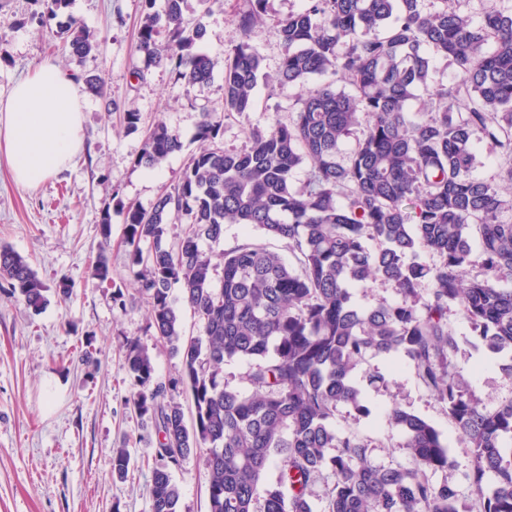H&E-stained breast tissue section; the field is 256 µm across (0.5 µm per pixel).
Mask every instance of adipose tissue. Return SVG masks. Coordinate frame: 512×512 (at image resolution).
I'll return each instance as SVG.
<instances>
[{"instance_id": "ef3b65f1", "label": "adipose tissue", "mask_w": 512, "mask_h": 512, "mask_svg": "<svg viewBox=\"0 0 512 512\" xmlns=\"http://www.w3.org/2000/svg\"><path fill=\"white\" fill-rule=\"evenodd\" d=\"M80 86L45 62L14 88L0 109V157L13 180L34 187L66 167L84 145Z\"/></svg>"}]
</instances>
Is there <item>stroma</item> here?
I'll return each mask as SVG.
<instances>
[{
  "mask_svg": "<svg viewBox=\"0 0 512 512\" xmlns=\"http://www.w3.org/2000/svg\"><path fill=\"white\" fill-rule=\"evenodd\" d=\"M304 0H268L251 43L263 59V72L274 75L281 49L276 21L302 8ZM238 0L205 9L188 0L185 17L202 21L205 35L198 48L223 61L236 38L234 13ZM40 0H0V24L6 41L0 45V103L13 85L34 67L50 60L69 73L104 78L117 108L106 111L91 93L83 95L85 147L58 173L35 188L17 186L5 160H0V242L22 255L48 288V301L33 314L10 288H0V512H151L147 488L157 465L158 430L153 418L132 405V381L124 361V346L135 340L150 353L155 381L166 397L190 406L181 381L182 360L149 329L146 300L129 278L131 256L124 244L128 206L150 208L161 191L176 184L191 155L200 151L197 126L203 107L224 98V74L183 91L168 69L147 63L137 49L143 0H70L65 14L38 22ZM75 18L98 48L73 61L55 52L57 31ZM144 72L136 79L134 69ZM293 87L256 88L254 111L224 121V146L243 149L251 129L289 121L297 100ZM140 114L139 131H128L122 114ZM164 122L183 147L157 169L138 165L143 130ZM112 213V240L105 249L112 280L91 274V260L101 249L98 219L102 208ZM268 247L291 260L285 241L256 227H224L222 244L203 243L204 251L220 253L244 241ZM68 278L73 291L61 298L56 287ZM124 293V307L112 302L115 289ZM448 322L463 342L457 363L487 405L512 398V382L498 369L500 359L473 338L459 308ZM376 363L388 375V389L369 395L372 405L400 404L432 423L450 445L454 469L438 472L434 481L453 482L469 498L464 477L467 450L448 414L419 383L402 357H380ZM334 426L341 431L368 432L376 446L373 464L411 466L401 437L377 419L356 418L340 408ZM131 458L125 479L112 473L114 449ZM173 476L180 488L179 512H207L206 475L199 454H191Z\"/></svg>",
  "mask_w": 512,
  "mask_h": 512,
  "instance_id": "stroma-1",
  "label": "stroma"
}]
</instances>
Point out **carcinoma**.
Listing matches in <instances>:
<instances>
[{
	"mask_svg": "<svg viewBox=\"0 0 512 512\" xmlns=\"http://www.w3.org/2000/svg\"><path fill=\"white\" fill-rule=\"evenodd\" d=\"M155 2L144 0L139 51L186 90L209 83L216 62L194 49L203 24L185 20L187 0H164L160 14ZM422 2L305 0L277 24L276 83L300 89L294 119L257 127L248 147L228 151L224 118L253 111L262 65L251 36L265 0H240L223 103L203 109L198 124L208 146L150 209H127L129 274L141 284L149 327L181 355L192 398L188 422L180 403L162 400L148 351L126 343L134 408L154 417L161 433L151 512H179L172 470L196 448L206 449L208 512H314L310 482L325 470L333 483L323 512H512V398L484 404L455 362L460 339L448 323L450 305H459L482 345L509 355L500 370L512 380V220L502 219L512 198L472 176L484 146L503 159L501 178L512 186V8L493 9L474 25L455 9L427 12ZM61 34L74 60L98 49L72 17ZM436 58L458 68V83L432 85ZM326 75L350 90L311 83ZM84 84L112 108L102 77ZM421 90L430 103L414 121L407 108ZM352 135L356 144L346 154L340 145ZM181 149L159 122L137 163L155 168ZM306 161L311 169L297 189L293 172ZM184 218L188 227L173 247L167 226ZM226 224L256 225L288 241L296 266L244 242L222 251L224 274L214 286L212 257L201 243L223 241ZM99 231L109 244L108 205ZM422 250L440 262L418 261ZM92 276L111 279L102 252ZM2 281L27 308L42 310L48 288L1 244ZM426 281L432 288L425 297ZM375 282L391 285L398 300L359 304L356 290ZM179 300L202 321L204 335H184ZM394 355L412 363L470 449L471 500L431 479L455 466L433 425L399 404L370 403L368 392L388 387L387 374L369 365L355 375L367 357ZM233 359L247 364V391L224 381V362ZM343 406L398 430L397 447L414 467L372 465L373 438L333 426ZM112 460L113 474L125 478L127 450L116 449ZM272 467L278 475L267 482Z\"/></svg>",
	"mask_w": 512,
	"mask_h": 512,
	"instance_id": "1",
	"label": "carcinoma"
}]
</instances>
